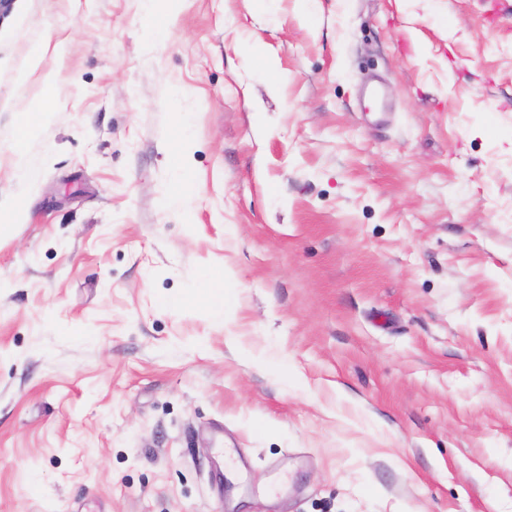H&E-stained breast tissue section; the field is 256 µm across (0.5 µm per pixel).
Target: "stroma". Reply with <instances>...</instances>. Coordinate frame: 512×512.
I'll list each match as a JSON object with an SVG mask.
<instances>
[{"instance_id":"stroma-1","label":"stroma","mask_w":512,"mask_h":512,"mask_svg":"<svg viewBox=\"0 0 512 512\" xmlns=\"http://www.w3.org/2000/svg\"><path fill=\"white\" fill-rule=\"evenodd\" d=\"M146 24L0 14V512H512V0ZM198 193L196 183L186 175H180L174 181V187L164 198L165 208L184 211ZM188 304H198L208 311L210 316L218 322H224V279L205 276L200 291L187 298H171L166 306L179 309Z\"/></svg>"}]
</instances>
